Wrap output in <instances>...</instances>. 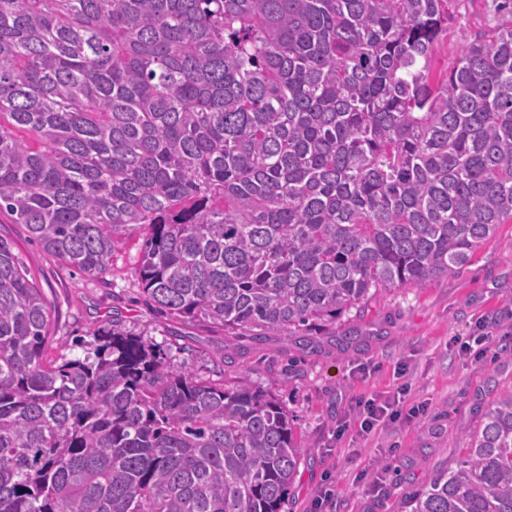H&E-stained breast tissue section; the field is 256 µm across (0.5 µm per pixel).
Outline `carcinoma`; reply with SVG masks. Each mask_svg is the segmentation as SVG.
<instances>
[{
	"mask_svg": "<svg viewBox=\"0 0 512 512\" xmlns=\"http://www.w3.org/2000/svg\"><path fill=\"white\" fill-rule=\"evenodd\" d=\"M453 0H0V214L146 302L303 334L464 265L512 223V0L433 69ZM0 236V512H287L309 447L275 397L119 322L53 353ZM411 512H512V392Z\"/></svg>",
	"mask_w": 512,
	"mask_h": 512,
	"instance_id": "obj_1",
	"label": "carcinoma"
}]
</instances>
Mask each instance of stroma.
I'll return each instance as SVG.
<instances>
[{"label": "stroma", "mask_w": 512, "mask_h": 512, "mask_svg": "<svg viewBox=\"0 0 512 512\" xmlns=\"http://www.w3.org/2000/svg\"><path fill=\"white\" fill-rule=\"evenodd\" d=\"M452 11L434 55L441 70L454 65L461 35L488 29L494 3L454 0ZM0 235L34 273L63 353L77 354L75 340H91L117 319L198 378L275 396L311 448L290 491V512H409L413 494L465 447L489 402L512 389V224L453 272L379 290L360 318L316 327L305 344L161 316L138 284V239L116 249L108 272L89 278L28 242L9 216L0 217ZM400 388L417 415L361 432L358 401Z\"/></svg>", "instance_id": "35a3bbf8"}]
</instances>
